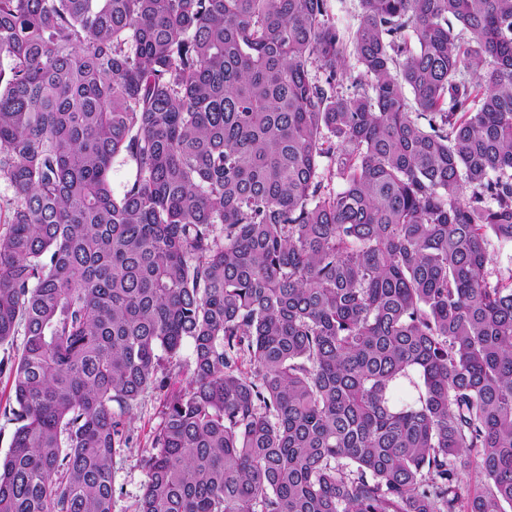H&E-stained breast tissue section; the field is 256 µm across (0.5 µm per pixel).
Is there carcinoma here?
Masks as SVG:
<instances>
[{"mask_svg":"<svg viewBox=\"0 0 512 512\" xmlns=\"http://www.w3.org/2000/svg\"><path fill=\"white\" fill-rule=\"evenodd\" d=\"M360 2L0 0V512L512 509V0ZM329 3L336 25L346 36L351 35L358 24L360 0H330ZM491 256L489 268L495 269L507 276L512 269V244H499L496 241L488 246ZM193 359V348L189 342L184 343L179 357L176 360H173V363H168L166 359L163 361L164 367L167 369H171L174 373H179L180 376L178 380L181 381V384L185 386L190 380L191 374V362ZM14 405L11 400L10 383L6 374L0 375V458L7 455L16 424L9 420L8 409ZM6 412V414H5ZM163 391L149 389L131 413L122 418L132 441L112 460V512H133L147 480L145 460L152 448L155 430L161 421Z\"/></svg>","mask_w":512,"mask_h":512,"instance_id":"cac0c4a2","label":"carcinoma"}]
</instances>
